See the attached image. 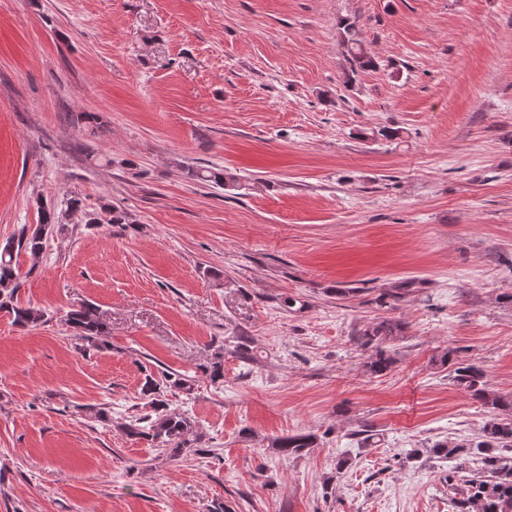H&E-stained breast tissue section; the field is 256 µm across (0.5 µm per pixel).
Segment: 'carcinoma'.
Returning <instances> with one entry per match:
<instances>
[{
  "mask_svg": "<svg viewBox=\"0 0 512 512\" xmlns=\"http://www.w3.org/2000/svg\"><path fill=\"white\" fill-rule=\"evenodd\" d=\"M351 72L372 69L377 62L362 47L354 24L344 25ZM188 174L218 186L237 184L232 175L224 170L210 167L206 170H189ZM83 209V201L73 195L66 202V209L60 213L47 205L41 206V220L35 226L23 225L18 235L0 245V311L12 318V324L28 329L47 321V312L41 308L22 304L18 300L21 287L14 257L25 252L37 259L45 250L46 241L53 232L65 229V220ZM66 323L73 337L84 350H100L106 347L104 336L107 326L103 313L93 303H83L67 313ZM402 331L401 324L391 320H380L362 329L359 341L362 347L372 350L369 368L382 373L392 365V357L386 351V344ZM454 381L458 387L473 398L484 402L495 411L483 426L477 441L468 443L442 441L436 443L431 454L454 462L453 474L448 476V486L460 494L455 500L457 512H512V455L503 453L512 449V399L495 396L486 389L482 369L473 363H460L454 369ZM189 391L190 379L168 369L160 370V377L146 375L143 395L150 398V411L139 413L123 424L122 430L131 440H145L150 447L158 450L171 460L183 456L200 436L193 434V426L185 416L167 411L162 394L170 389ZM314 439L309 434L282 436L274 441V447L284 455H299L313 447ZM478 462L480 471L463 480V486L453 484L456 474L469 470V464Z\"/></svg>",
  "mask_w": 512,
  "mask_h": 512,
  "instance_id": "obj_1",
  "label": "carcinoma"
}]
</instances>
